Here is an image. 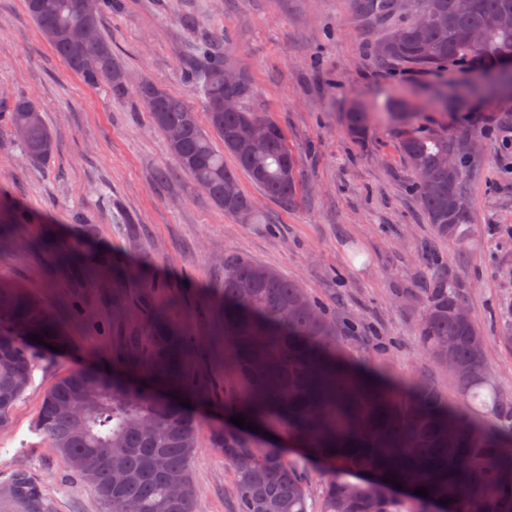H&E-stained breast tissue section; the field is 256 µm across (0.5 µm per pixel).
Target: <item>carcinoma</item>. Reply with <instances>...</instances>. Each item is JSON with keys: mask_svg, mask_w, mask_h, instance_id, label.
<instances>
[{"mask_svg": "<svg viewBox=\"0 0 512 512\" xmlns=\"http://www.w3.org/2000/svg\"><path fill=\"white\" fill-rule=\"evenodd\" d=\"M42 8H25L42 38L89 85L107 84L121 96L128 86L113 77L124 68L112 44L99 36L86 50L72 40L81 25L100 29L112 0H41ZM440 5L445 18L432 24L422 18ZM358 9L383 18L397 9L396 0H357ZM419 17L399 26L374 45L381 61L417 68L461 66L483 58L497 61L512 53V28L498 17L512 11V0H419ZM471 29L484 33L477 48L467 40ZM212 34L192 48L189 74L204 97L208 126L184 98L145 80L138 96L153 126L167 140L180 169L188 173L206 198L224 213L248 224H263V215L243 191L224 197V182L244 172L263 191L288 204L297 193L296 158L284 130L260 113L240 107L224 111L227 95L247 99L251 81L245 72L234 86L224 84V55ZM508 86L507 77L454 89L458 96L492 94ZM368 115L360 108L347 114L350 131L360 136ZM264 122L270 138L261 151L241 139L245 125ZM9 123L24 156L42 163L54 151L53 133L41 110L29 99H17ZM223 143L219 150L213 139ZM462 140L448 135L410 136L401 151L411 167L413 186L437 241L466 238L464 225L472 212L459 213L453 201L466 194V171L475 157L460 152ZM459 154L456 168L439 164L448 153ZM229 154L235 168L224 164ZM428 185L419 186V172ZM33 216L0 197V244L16 245L17 229ZM57 260L107 272L104 256L60 252ZM136 303L145 324L143 334L125 337L113 352V374L87 366L61 378L43 398L36 429L49 447L84 477L79 459L105 453L108 460L87 485L105 512H194L190 458L196 448V420L179 403L224 398V410L243 415L247 423L279 431L296 440L305 453L320 452L329 473L319 512H512V399L492 384L486 367L484 337L473 322L454 317L465 307L461 289L435 273L424 289L418 325L421 350L439 367L440 347L459 363L453 374L461 394L492 415L494 423L469 421L448 405L430 381H398L378 372L362 376L348 358L337 328L305 289L275 270L248 259L224 263V378L208 371L212 353L170 320L158 301L162 285H144ZM56 347L69 339L56 314L25 288L0 280V426L31 384L35 342ZM215 444L234 473L235 512H310V494L301 472L265 438L234 425L220 429ZM402 485L386 493L368 482ZM424 487L429 497L415 494ZM0 494L22 505V512H55L53 501L24 471L13 475ZM448 499L447 505L440 500Z\"/></svg>", "mask_w": 512, "mask_h": 512, "instance_id": "1", "label": "carcinoma"}]
</instances>
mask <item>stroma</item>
Listing matches in <instances>:
<instances>
[{
	"label": "stroma",
	"instance_id": "1",
	"mask_svg": "<svg viewBox=\"0 0 512 512\" xmlns=\"http://www.w3.org/2000/svg\"><path fill=\"white\" fill-rule=\"evenodd\" d=\"M410 6L382 24L357 17L354 0H115L101 32L132 83L147 79L183 97L196 110L204 99L186 79L189 46L207 31L224 34V58L245 71L252 91L246 109L285 131L297 157L298 195L285 206L247 175L240 189L262 210L264 223L245 224L212 204L169 154L164 137L135 92L114 96L90 86L41 37L24 0H0V191L35 218L20 233L53 238L63 249L100 252L136 269L126 285L160 282L176 298L173 319L198 339L213 340V375L224 374L218 338L225 262L247 258L298 280L335 321L350 358L400 380L432 381L462 414H470L454 380L420 348L417 325L425 277L447 272L462 288L485 341L493 380L512 396V346L501 340L512 319V96L464 97L444 103L433 91L458 82L454 66L420 70L376 59V41L409 21ZM34 101L56 145L49 161L29 162L6 117L15 99ZM416 105V119L398 121L400 101ZM369 112L363 135L346 114ZM478 139L467 200L473 213L466 243L433 237L400 150L409 136ZM97 234L77 240L78 220ZM46 254L0 248V278L59 309L80 296L90 317L118 321L122 333L142 326L134 306L112 310V279L71 271L47 277ZM73 345L35 359L32 383L0 428V486L28 471L56 512H103L93 491L37 434L44 395L55 383L94 362L112 363V336L83 321L66 324ZM198 427L191 458L195 512H234L231 467L213 444L225 422L223 405H191Z\"/></svg>",
	"mask_w": 512,
	"mask_h": 512
}]
</instances>
